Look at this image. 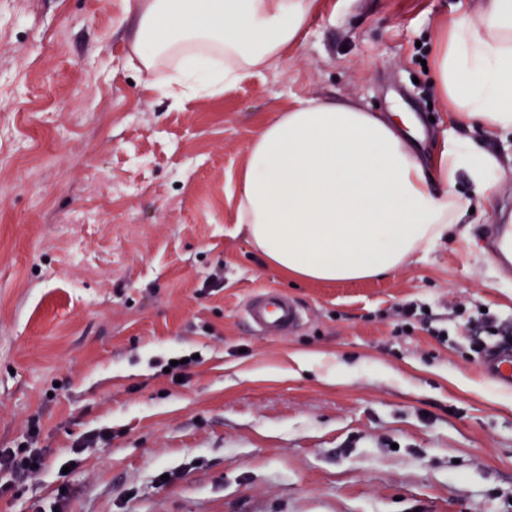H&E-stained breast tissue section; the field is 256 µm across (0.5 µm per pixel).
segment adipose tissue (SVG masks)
<instances>
[{"mask_svg": "<svg viewBox=\"0 0 512 512\" xmlns=\"http://www.w3.org/2000/svg\"><path fill=\"white\" fill-rule=\"evenodd\" d=\"M320 0H142L133 50L161 89L213 97L277 66ZM457 126L512 129V0H484L449 18L435 61ZM490 154L444 142L425 167L399 127L336 100L301 98L249 141L237 221L288 278L356 281L395 272L410 254L466 223L467 176L491 199Z\"/></svg>", "mask_w": 512, "mask_h": 512, "instance_id": "adipose-tissue-1", "label": "adipose tissue"}]
</instances>
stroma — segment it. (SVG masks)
<instances>
[{
    "label": "stroma",
    "mask_w": 512,
    "mask_h": 512,
    "mask_svg": "<svg viewBox=\"0 0 512 512\" xmlns=\"http://www.w3.org/2000/svg\"><path fill=\"white\" fill-rule=\"evenodd\" d=\"M138 2L0 0V448L36 416L44 450L0 512H512V389L463 329L512 333V270L484 251L512 131L453 126L423 69L474 0H321L278 67L215 98L150 86ZM304 97L401 106L430 163L448 137L494 154L493 201L459 178L468 226L400 270L291 282L237 224V184ZM268 288L301 308L292 332L245 321ZM407 302L443 336L395 332Z\"/></svg>",
    "instance_id": "stroma-1"
}]
</instances>
